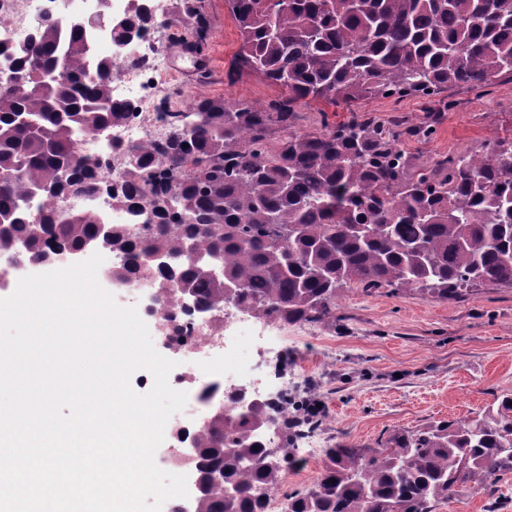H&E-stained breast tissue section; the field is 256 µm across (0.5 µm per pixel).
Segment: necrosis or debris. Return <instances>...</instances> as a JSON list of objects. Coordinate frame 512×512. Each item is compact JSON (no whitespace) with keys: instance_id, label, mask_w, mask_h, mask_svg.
Masks as SVG:
<instances>
[{"instance_id":"1","label":"necrosis or debris","mask_w":512,"mask_h":512,"mask_svg":"<svg viewBox=\"0 0 512 512\" xmlns=\"http://www.w3.org/2000/svg\"><path fill=\"white\" fill-rule=\"evenodd\" d=\"M50 2L59 10L76 7L95 20L107 11L106 0H0L1 79L9 74V49L41 25ZM164 68L165 55L159 46L157 30L152 27L141 39L136 55L121 57L119 74L112 81L113 101L133 105L134 115L112 128L109 136L82 135L78 146L83 153L108 160L112 157L110 141L127 146L170 134V126L156 115ZM176 322L183 328L185 337L172 348L180 361L171 372L169 383L174 389L187 392L189 406L194 414L200 415L224 401L225 329L214 326L211 314L205 312H177Z\"/></svg>"}]
</instances>
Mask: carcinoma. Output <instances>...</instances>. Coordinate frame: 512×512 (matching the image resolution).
<instances>
[{
  "instance_id": "cac0c4a2",
  "label": "carcinoma",
  "mask_w": 512,
  "mask_h": 512,
  "mask_svg": "<svg viewBox=\"0 0 512 512\" xmlns=\"http://www.w3.org/2000/svg\"><path fill=\"white\" fill-rule=\"evenodd\" d=\"M238 23L239 67L282 87L264 109L196 98L165 113L172 133L134 146L113 144L122 178L103 248L123 262L120 286L150 282L158 296L185 284L194 308L226 307L283 325L335 318L336 292L385 286L441 300L476 284H512V140L419 167L401 152L408 135L434 124L389 126L352 116L296 129L295 109L390 95L431 99L450 88L512 80V0H227ZM171 16L196 30V0ZM157 24L136 6L127 30ZM91 28L62 20L17 47L0 81V251L20 244L33 264L43 244L77 250L101 224L93 209L58 210L62 190L91 196L100 161L78 150L132 116L112 101L111 56L93 57ZM68 171L71 181L62 182ZM161 254L166 264L145 261ZM216 264L220 275L206 273ZM308 402L284 395L242 416L210 413L190 433L206 464L195 512H257L268 489L300 465L288 430L322 423ZM267 424L279 438L273 444ZM279 462L269 463L271 448ZM512 473V405L481 418L395 431L376 447L337 443L313 485L284 495L283 512H431L469 489L499 499Z\"/></svg>"
}]
</instances>
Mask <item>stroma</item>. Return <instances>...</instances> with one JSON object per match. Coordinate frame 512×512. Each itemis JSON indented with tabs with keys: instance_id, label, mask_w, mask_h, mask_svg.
Masks as SVG:
<instances>
[{
	"instance_id": "obj_1",
	"label": "stroma",
	"mask_w": 512,
	"mask_h": 512,
	"mask_svg": "<svg viewBox=\"0 0 512 512\" xmlns=\"http://www.w3.org/2000/svg\"><path fill=\"white\" fill-rule=\"evenodd\" d=\"M209 26L202 50L190 52L183 27L161 30L168 70L162 89L175 108L198 97L267 104L281 88L237 68L239 28L225 0H201ZM454 106L441 111L433 134L409 137L404 149L416 165L461 155L512 138V81L485 94L453 90ZM427 103L411 96L375 97L361 104L363 118L396 117L419 126ZM255 361L274 391L318 403L322 447L375 445L397 430L483 415L512 395V286L483 284L460 299L382 289H341L336 320L326 324L256 325L224 363L231 374Z\"/></svg>"
}]
</instances>
